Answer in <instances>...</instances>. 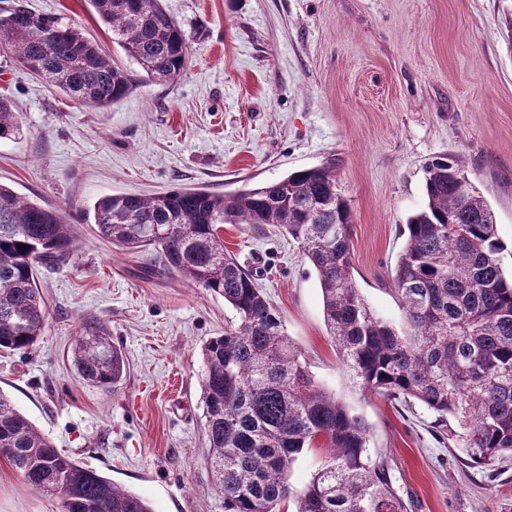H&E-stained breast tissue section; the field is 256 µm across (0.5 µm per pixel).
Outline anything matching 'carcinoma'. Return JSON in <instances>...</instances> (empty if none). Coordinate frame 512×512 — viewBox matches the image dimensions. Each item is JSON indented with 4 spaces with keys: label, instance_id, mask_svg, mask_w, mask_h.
I'll use <instances>...</instances> for the list:
<instances>
[{
    "label": "carcinoma",
    "instance_id": "carcinoma-1",
    "mask_svg": "<svg viewBox=\"0 0 512 512\" xmlns=\"http://www.w3.org/2000/svg\"><path fill=\"white\" fill-rule=\"evenodd\" d=\"M112 42L155 82L176 83L188 61L185 31L163 0H89ZM0 49L67 96L114 105L134 78L78 30L20 4L0 14ZM22 113L0 97V139L20 134ZM425 206L406 224L392 274L400 323L378 316L355 283L348 200L336 159L232 193L174 188L100 198L80 223L127 251L154 249L165 269L222 297L235 313L224 335L202 346L201 396L209 464L224 512H406L389 471L371 458V425L353 402L318 385L264 291L224 251L223 224L279 228L314 267L324 319L354 388L386 400H414L452 430L467 463L512 457V279L491 208L454 154L425 166ZM71 225L55 208L0 184V352H26L48 311L38 268L65 264ZM73 364L88 385L109 390L126 364L112 338L86 328ZM309 448L325 451L297 491L290 472ZM59 512H153L141 495L55 448L0 394V458Z\"/></svg>",
    "mask_w": 512,
    "mask_h": 512
}]
</instances>
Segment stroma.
<instances>
[{"label":"stroma","instance_id":"35a3bbf8","mask_svg":"<svg viewBox=\"0 0 512 512\" xmlns=\"http://www.w3.org/2000/svg\"><path fill=\"white\" fill-rule=\"evenodd\" d=\"M80 30L136 87L109 108L78 104L0 52V95L25 124L0 140V183L75 223L70 261L37 277L48 309L27 353H0V392L56 448L141 494L154 512H224L207 464L201 347L233 310L217 293L131 253L79 221L100 197L173 187L230 193L337 158L349 201L354 277L399 321L391 270L405 224L426 203L423 166L460 157L492 208L512 272V0H163L190 54L174 84L149 81L89 0H27ZM224 248L283 319L314 380L343 394L317 274L276 228L223 227ZM104 328L126 374L105 391L79 381L72 348ZM369 450L407 512H512V458L461 463L448 425L424 406L372 395ZM0 512H59L0 458Z\"/></svg>","mask_w":512,"mask_h":512}]
</instances>
